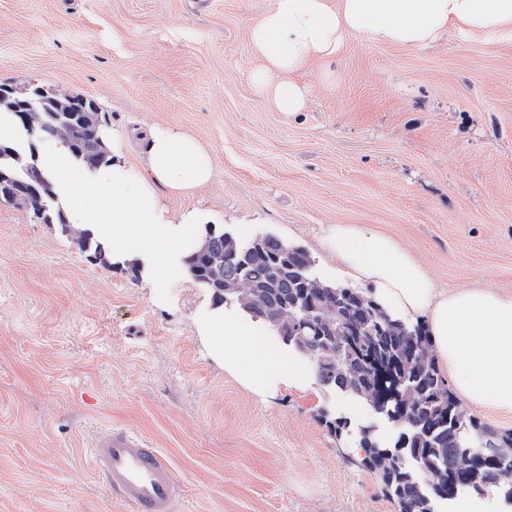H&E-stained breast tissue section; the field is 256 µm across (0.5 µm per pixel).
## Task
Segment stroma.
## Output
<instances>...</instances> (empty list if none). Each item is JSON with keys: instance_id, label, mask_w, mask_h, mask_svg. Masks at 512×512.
Segmentation results:
<instances>
[{"instance_id": "35a3bbf8", "label": "stroma", "mask_w": 512, "mask_h": 512, "mask_svg": "<svg viewBox=\"0 0 512 512\" xmlns=\"http://www.w3.org/2000/svg\"><path fill=\"white\" fill-rule=\"evenodd\" d=\"M269 2L0 0V84L69 87L121 137L201 140L212 180L158 191L166 217L276 233L348 287L322 231L366 224L437 287L512 291V35L349 40L298 74L307 106L285 113L252 82L247 30ZM212 308L192 277L150 283L0 198V512H128L85 454L99 424L169 456L179 512H395L355 451L367 405L313 378L248 385L210 352ZM327 403L353 433L329 430Z\"/></svg>"}]
</instances>
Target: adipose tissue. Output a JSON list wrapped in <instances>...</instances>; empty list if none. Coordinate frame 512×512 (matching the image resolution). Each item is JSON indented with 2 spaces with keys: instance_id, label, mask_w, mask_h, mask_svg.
<instances>
[{
  "instance_id": "adipose-tissue-1",
  "label": "adipose tissue",
  "mask_w": 512,
  "mask_h": 512,
  "mask_svg": "<svg viewBox=\"0 0 512 512\" xmlns=\"http://www.w3.org/2000/svg\"><path fill=\"white\" fill-rule=\"evenodd\" d=\"M512 33V0H271L248 28L260 65L255 87L282 112H300L305 90L296 75L313 59H332L349 37L420 49L441 34ZM40 166L52 181L69 222L91 230L122 261L144 274L184 275L175 252L189 254L210 216L192 211L172 223L158 208L156 190L186 195L207 185L213 157L195 137L170 128L148 133L139 171L105 165L76 166L58 146H48ZM324 243L372 298L394 316L425 315L435 357L451 374L468 405L512 411V292L437 287L426 269L391 236L357 224L331 225ZM213 357L252 386L307 382L310 368L241 314L214 309L203 327Z\"/></svg>"
}]
</instances>
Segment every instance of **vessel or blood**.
<instances>
[{"label": "vessel or blood", "instance_id": "b4317fda", "mask_svg": "<svg viewBox=\"0 0 512 512\" xmlns=\"http://www.w3.org/2000/svg\"><path fill=\"white\" fill-rule=\"evenodd\" d=\"M89 456L113 500L130 512H178L181 485L169 459L137 433L119 427L99 430Z\"/></svg>", "mask_w": 512, "mask_h": 512}]
</instances>
